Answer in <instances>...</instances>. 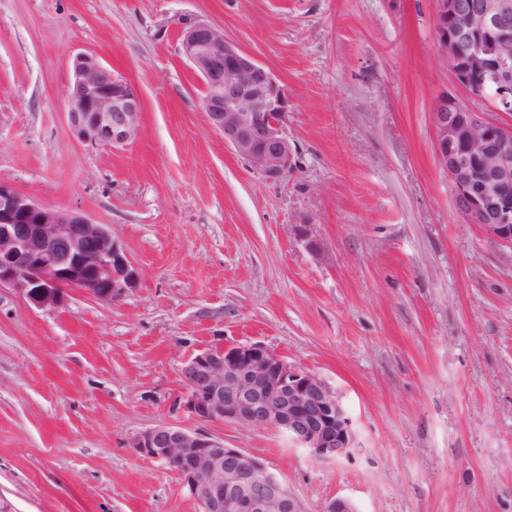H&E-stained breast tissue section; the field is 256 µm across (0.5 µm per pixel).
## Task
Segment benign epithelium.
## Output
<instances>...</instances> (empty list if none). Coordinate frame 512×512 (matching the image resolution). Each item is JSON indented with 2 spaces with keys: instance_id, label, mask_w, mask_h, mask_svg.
<instances>
[{
  "instance_id": "obj_1",
  "label": "benign epithelium",
  "mask_w": 512,
  "mask_h": 512,
  "mask_svg": "<svg viewBox=\"0 0 512 512\" xmlns=\"http://www.w3.org/2000/svg\"><path fill=\"white\" fill-rule=\"evenodd\" d=\"M436 2L438 43L456 82L476 96L475 75L488 76L495 86L490 104L512 118V0ZM179 51L204 84L202 107L224 144L264 179L286 180L296 155L285 132L293 109L288 88L209 23L186 27ZM71 71L64 99L73 136L114 149L135 142L143 115L138 89L94 54H77ZM431 121L458 212L512 246V123L491 121L446 93L435 100ZM291 231L319 252L315 225L293 224ZM137 279L107 225L40 205L0 182V288L54 311L74 289L115 302ZM181 377L180 404L200 420L275 429L321 460L351 447L350 418L324 383L259 344L201 350L183 363ZM131 447L177 474L202 512H310L281 475L222 439L161 423L137 432Z\"/></svg>"
}]
</instances>
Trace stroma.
<instances>
[{
    "label": "stroma",
    "mask_w": 512,
    "mask_h": 512,
    "mask_svg": "<svg viewBox=\"0 0 512 512\" xmlns=\"http://www.w3.org/2000/svg\"><path fill=\"white\" fill-rule=\"evenodd\" d=\"M436 0H0V181L108 225L139 272L115 302L54 312L0 290V512H201L129 446L160 423L223 439L312 512H512V247L457 211L434 151L458 85ZM205 21L288 88L287 180L210 128L178 35ZM133 82L139 139L72 135L76 54ZM316 224L320 254L291 234ZM257 343L315 373L351 448L313 458L274 430L179 407L185 359Z\"/></svg>",
    "instance_id": "1"
}]
</instances>
